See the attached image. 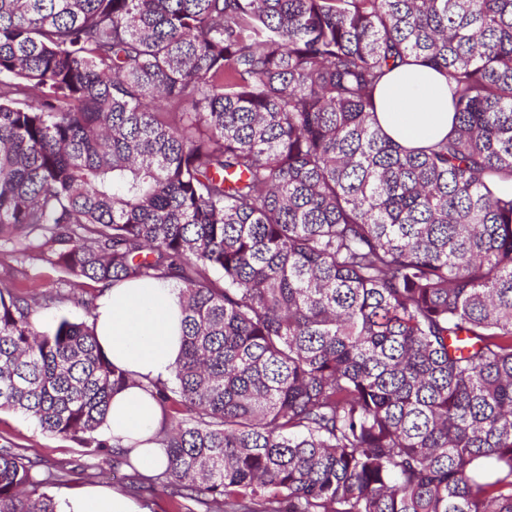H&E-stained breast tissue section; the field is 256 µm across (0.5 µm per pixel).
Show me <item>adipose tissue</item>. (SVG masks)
<instances>
[{"mask_svg":"<svg viewBox=\"0 0 512 512\" xmlns=\"http://www.w3.org/2000/svg\"><path fill=\"white\" fill-rule=\"evenodd\" d=\"M376 113L382 129L407 148L437 141L452 127L448 82L441 73L412 63L377 87ZM181 308L178 292L158 280H133L106 287L94 312L96 337L112 363L135 378V385L112 398L103 426L131 450L139 471L152 476L164 470L163 449L153 443L162 412L146 391L149 381L168 378L181 353ZM61 512H141L127 496L90 487L63 501Z\"/></svg>","mask_w":512,"mask_h":512,"instance_id":"adipose-tissue-1","label":"adipose tissue"}]
</instances>
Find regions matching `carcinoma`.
I'll list each match as a JSON object with an SVG mask.
<instances>
[{
	"label": "carcinoma",
	"instance_id": "1",
	"mask_svg": "<svg viewBox=\"0 0 512 512\" xmlns=\"http://www.w3.org/2000/svg\"><path fill=\"white\" fill-rule=\"evenodd\" d=\"M421 62L453 128L374 93ZM512 0H0V410L99 452L128 374L44 302L172 283L157 480L206 512H512ZM0 448V512H58ZM374 100L382 129L406 148L426 146L451 130L448 81L426 66L412 63L395 70L377 87ZM25 270L28 274L26 277L23 274L25 273L23 267L15 262L9 260H2V262H0V276H4L8 273L13 275L18 282L28 287L25 288L27 291L34 294L44 293L48 289H51L56 280L62 276L58 269L46 263L40 264L36 271H32L28 267H25ZM34 273H36V275Z\"/></svg>",
	"mask_w": 512,
	"mask_h": 512
}]
</instances>
